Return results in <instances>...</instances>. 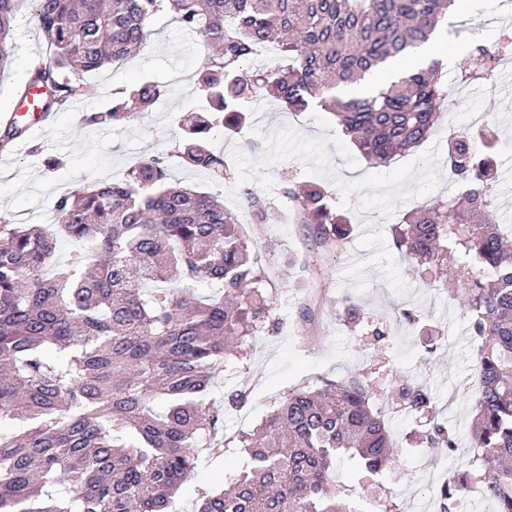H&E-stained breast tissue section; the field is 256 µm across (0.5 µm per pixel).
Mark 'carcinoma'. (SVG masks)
I'll list each match as a JSON object with an SVG mask.
<instances>
[{"mask_svg": "<svg viewBox=\"0 0 512 512\" xmlns=\"http://www.w3.org/2000/svg\"><path fill=\"white\" fill-rule=\"evenodd\" d=\"M453 2L0 0V72L29 3L52 50L29 69L47 92V113L93 94L87 75L138 54L164 10L217 49L193 76L200 108L173 149L57 201L60 233L77 244L66 264L57 234L0 217V512H174L197 448L250 398L246 383L210 398L216 378L256 330L278 321L240 216L219 194L172 182L169 158L223 184L230 167L210 134L240 129L253 103L270 100L330 113L369 165H387L436 129L449 100L443 61L405 68L368 95L338 91L417 54ZM501 49L472 40L481 79L495 75ZM164 92L156 82L115 89L112 107L90 121L141 118ZM23 135L21 123L1 127L0 147ZM492 137L490 128L451 134L460 195L421 207L396 231L397 247L425 273L451 252L467 264L464 307L478 339L469 436L481 455L448 472L441 512H456L472 488L494 512H512V224L499 223L491 205ZM281 193L297 223L315 225L322 248L346 243V213L321 186L287 181ZM243 196L253 223L278 218L257 190ZM397 391L408 412H436L423 384L407 377ZM426 440L438 460L457 448L444 421ZM224 441L243 453L242 469L230 489L202 495L197 512H359L339 498L330 471L356 459L361 478L376 482L397 447L356 377L290 390L256 430Z\"/></svg>", "mask_w": 512, "mask_h": 512, "instance_id": "1", "label": "carcinoma"}]
</instances>
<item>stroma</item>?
<instances>
[{
    "label": "stroma",
    "instance_id": "35a3bbf8",
    "mask_svg": "<svg viewBox=\"0 0 512 512\" xmlns=\"http://www.w3.org/2000/svg\"><path fill=\"white\" fill-rule=\"evenodd\" d=\"M451 21L442 35L449 81L470 71L472 36L495 43L501 24H512V9L502 0H464ZM151 29L139 56L90 75L97 97L57 112L39 133L10 152H0V213L10 214L17 224L42 223L61 195L119 180L140 158L174 145L180 120L195 105L178 78L201 67L208 48L202 36L185 30L168 14L157 15ZM14 38L18 61L0 76V105L7 108L28 82V60L48 55L28 15L18 17ZM139 80L166 87L153 112L109 127L91 123L92 113L111 105L113 88ZM477 114L499 132L493 149L499 167L494 202L501 219L512 224V73L504 70L492 83L473 81L465 108L443 113L426 141L379 169L369 168L329 114L288 112L274 102L266 103L264 111L249 113L240 132L213 140L234 169L233 180L223 188L225 205L242 209L240 189L253 188L279 213L275 223L256 227L246 221L241 226L254 240L252 256L273 273L274 315L281 329L253 336L246 358L228 364L213 388L212 397L219 399L240 382L252 387L249 407L225 415L227 432L256 429L289 389L360 376L394 438L419 433L428 428V418L406 413L395 396L396 386L408 376L436 395L444 419L453 421L460 433L456 452L443 466L435 463L430 449H398L396 465L381 487L361 480L353 464L337 466L332 480L365 512H371L387 489L402 512H436L435 494L444 467H456L476 454L468 437L473 401L452 393L459 380L474 374L476 339L462 306L466 281L459 276L461 265L451 260L447 286L433 284L402 257L394 226L418 206L448 198V134L468 128ZM286 179L320 184L339 199L352 226L343 250L322 251L310 225L290 221L280 193ZM348 298L364 313L360 325L348 324L342 316ZM406 304L422 315L421 332L399 321L397 311ZM306 306L315 315L310 331L299 317ZM380 322L388 334L378 341L372 331ZM429 345L434 348L430 354L425 351ZM241 460V453L204 444L194 475L176 494L177 512H196L201 493L223 486Z\"/></svg>",
    "mask_w": 512,
    "mask_h": 512
}]
</instances>
